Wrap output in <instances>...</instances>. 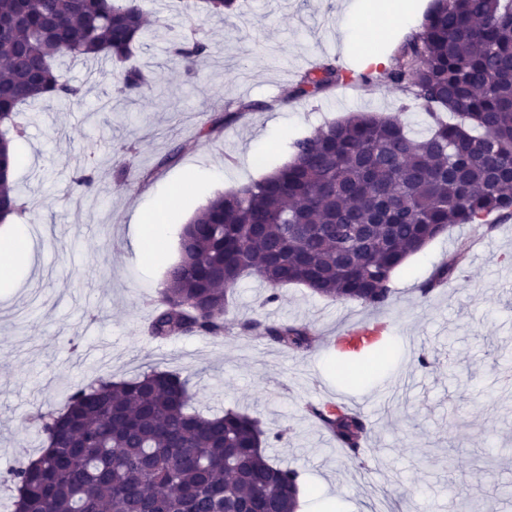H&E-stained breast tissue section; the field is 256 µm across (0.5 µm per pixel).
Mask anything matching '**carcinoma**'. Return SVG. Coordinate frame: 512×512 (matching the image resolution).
Segmentation results:
<instances>
[{
    "label": "carcinoma",
    "instance_id": "cac0c4a2",
    "mask_svg": "<svg viewBox=\"0 0 512 512\" xmlns=\"http://www.w3.org/2000/svg\"><path fill=\"white\" fill-rule=\"evenodd\" d=\"M203 3L216 15L238 7ZM0 20V112L8 113L0 163L11 173L23 108L81 97L58 71L61 57L118 66L121 93L150 87L143 70L124 67L148 30L138 0H0ZM175 55L196 74L212 47L192 33ZM357 80L405 89L433 124L417 136L391 114L354 112L294 141L282 167L210 200L182 229L180 259L148 320L152 338L223 335L228 293L245 275L273 290L301 284L382 307L394 270L448 227L512 217V0H433L388 68L355 73L322 61L283 100ZM254 108L242 103L211 118L200 136ZM0 204L6 216L29 212L10 176L0 180ZM464 255L423 283L422 294L445 284ZM241 327L295 353L314 339L307 325L252 319ZM191 401L187 379L153 368L120 381L99 377L61 410L31 415L42 451L7 471L15 512H298L299 474L265 456L260 421L232 409L204 416ZM307 413L340 447H362L360 413L314 404Z\"/></svg>",
    "mask_w": 512,
    "mask_h": 512
}]
</instances>
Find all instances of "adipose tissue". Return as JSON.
I'll return each instance as SVG.
<instances>
[{"label":"adipose tissue","instance_id":"obj_1","mask_svg":"<svg viewBox=\"0 0 512 512\" xmlns=\"http://www.w3.org/2000/svg\"><path fill=\"white\" fill-rule=\"evenodd\" d=\"M419 15L408 0H384L375 9L368 8L363 0H354L345 12L340 23L343 42L353 49L366 52L369 64L383 65L384 59L378 54L367 53L366 36L368 33H381L392 28L411 30L418 26ZM178 203L176 191H167L161 203H149L137 209L134 217L135 247L140 259H147L152 247L163 241L169 231L168 223L156 218L158 206L175 208Z\"/></svg>","mask_w":512,"mask_h":512}]
</instances>
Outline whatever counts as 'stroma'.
Masks as SVG:
<instances>
[{
	"label": "stroma",
	"instance_id": "35a3bbf8",
	"mask_svg": "<svg viewBox=\"0 0 512 512\" xmlns=\"http://www.w3.org/2000/svg\"><path fill=\"white\" fill-rule=\"evenodd\" d=\"M347 3L243 0L235 14L199 13L213 54L190 76L171 53L186 24L179 0H139L151 27L130 62L150 71L153 87L130 99L111 69L62 59L81 102L28 107L16 142L26 163L14 179L40 218L27 225V265L0 292V473L38 456L32 411L62 408L94 378L156 367L188 378L196 409L259 419L272 437L270 458L300 474V512L334 502L372 512L390 499L400 512H483L488 501L512 512V219L450 228L395 270L381 308L297 284L272 291L247 277L228 296L222 337L158 341L143 330L180 257L184 224L209 200L283 166L294 140L352 112L396 113L413 131L427 129L430 118L409 92L379 81L281 103L297 74L322 58L363 70L339 34ZM243 102L255 110L212 142L198 141L204 122ZM262 139L259 165L250 153ZM176 147L179 159L161 165ZM126 161L135 170L129 178L120 173ZM89 167L98 189L81 197L70 182ZM197 168L223 169V183L191 181ZM178 179L172 230L155 262L141 264L131 218ZM462 245L468 252L451 279L422 295L421 284ZM250 318L306 324L316 338L292 354L244 334L240 324ZM358 324L379 325L392 344L383 369L347 385L336 374V339ZM330 402L369 421L361 458H349L308 417L307 404Z\"/></svg>",
	"mask_w": 512,
	"mask_h": 512
}]
</instances>
